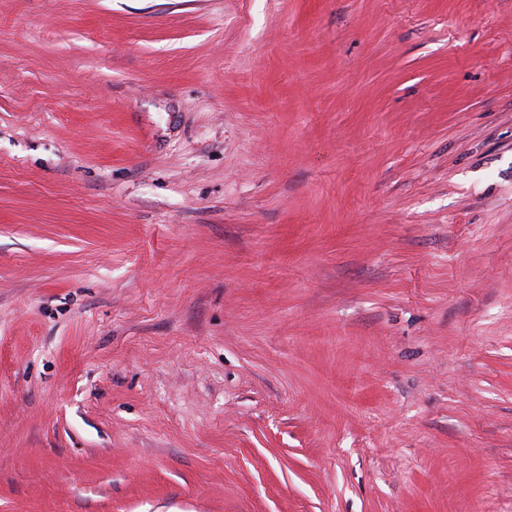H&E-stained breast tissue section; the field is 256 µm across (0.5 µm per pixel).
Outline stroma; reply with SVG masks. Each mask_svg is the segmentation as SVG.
Wrapping results in <instances>:
<instances>
[{"label": "stroma", "mask_w": 512, "mask_h": 512, "mask_svg": "<svg viewBox=\"0 0 512 512\" xmlns=\"http://www.w3.org/2000/svg\"><path fill=\"white\" fill-rule=\"evenodd\" d=\"M0 512H512V0H0Z\"/></svg>", "instance_id": "stroma-1"}]
</instances>
